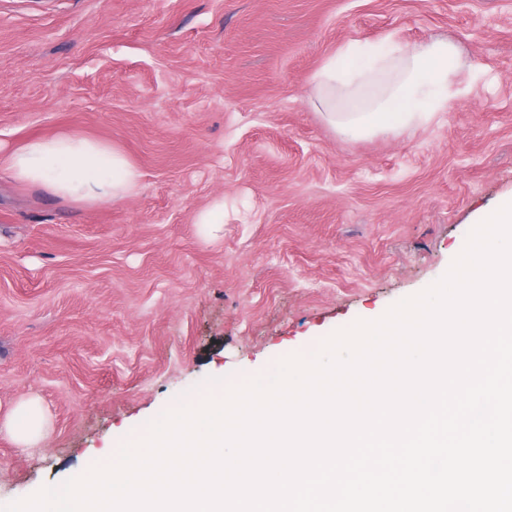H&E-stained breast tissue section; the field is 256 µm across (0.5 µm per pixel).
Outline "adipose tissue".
<instances>
[{
	"label": "adipose tissue",
	"instance_id": "adipose-tissue-1",
	"mask_svg": "<svg viewBox=\"0 0 512 512\" xmlns=\"http://www.w3.org/2000/svg\"><path fill=\"white\" fill-rule=\"evenodd\" d=\"M455 44L433 38L409 46L394 35L343 44L308 78L314 107L342 137L357 140L423 126L450 111L462 90ZM19 182L44 187L75 202L105 204L132 193L137 168L118 150L60 135L27 142L8 156ZM46 419L38 399L17 402L0 419L20 444L38 442Z\"/></svg>",
	"mask_w": 512,
	"mask_h": 512
}]
</instances>
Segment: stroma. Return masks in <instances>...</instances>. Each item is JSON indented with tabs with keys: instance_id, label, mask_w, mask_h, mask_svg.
<instances>
[{
	"instance_id": "stroma-1",
	"label": "stroma",
	"mask_w": 512,
	"mask_h": 512,
	"mask_svg": "<svg viewBox=\"0 0 512 512\" xmlns=\"http://www.w3.org/2000/svg\"><path fill=\"white\" fill-rule=\"evenodd\" d=\"M389 34L454 42L465 93L344 139L306 78ZM65 134L123 153L137 189L92 205L12 177L13 149ZM511 198L512 0H0V417L36 397L49 427L0 432V506L216 377L379 319Z\"/></svg>"
}]
</instances>
